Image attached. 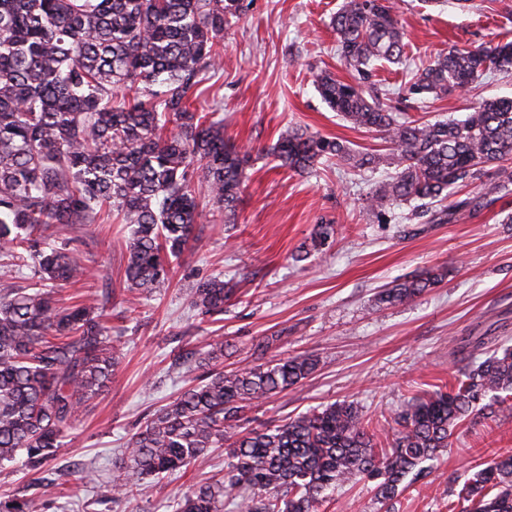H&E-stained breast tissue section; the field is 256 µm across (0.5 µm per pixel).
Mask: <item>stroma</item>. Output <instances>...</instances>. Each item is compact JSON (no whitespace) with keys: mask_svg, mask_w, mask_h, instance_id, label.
Listing matches in <instances>:
<instances>
[{"mask_svg":"<svg viewBox=\"0 0 512 512\" xmlns=\"http://www.w3.org/2000/svg\"><path fill=\"white\" fill-rule=\"evenodd\" d=\"M243 15L224 33L218 73L203 84L199 111L224 122V135L259 152L249 171L235 223L205 209L198 239L173 261L169 284L149 296L124 286L129 232L118 218L90 224L71 247L89 268L88 295L107 301L117 317L111 336L120 364L109 387L81 412L56 460L42 472L22 462L0 469V500L29 493L34 481H61L45 512H172L174 494L199 481L197 473L141 481L133 497L101 501L92 485L62 482L74 465L111 474L146 413L183 387L182 356L224 340V368L250 362L261 337L277 342V361L315 354L318 369L287 393L253 403L250 427L333 402H355L369 433L386 445L408 400L451 385L470 360L499 345L512 347V191L454 224H423L408 206L385 219L365 207L390 166L356 170L324 163L298 174L263 154L287 126L340 138L356 152L388 153L378 133L354 128L333 111L309 80L326 69L350 82L354 74L336 52L331 21L343 0H246ZM407 33L403 63H377L371 89L398 116L459 119L479 99L512 97V74L490 75L470 92L420 101L406 88L417 67L450 47L512 40V0H395ZM332 221L335 241L303 261L294 255L320 220ZM444 266L445 281L396 306L376 301L393 281ZM221 275L235 289L218 320L198 316L189 290ZM512 453V414L473 413L434 462L423 482L399 496L391 512H461L455 495L473 467ZM321 512H384L370 486L338 488Z\"/></svg>","mask_w":512,"mask_h":512,"instance_id":"35a3bbf8","label":"stroma"}]
</instances>
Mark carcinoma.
Segmentation results:
<instances>
[{
    "instance_id": "carcinoma-1",
    "label": "carcinoma",
    "mask_w": 512,
    "mask_h": 512,
    "mask_svg": "<svg viewBox=\"0 0 512 512\" xmlns=\"http://www.w3.org/2000/svg\"><path fill=\"white\" fill-rule=\"evenodd\" d=\"M245 9L244 0H0V249L36 278H0V467L20 457L28 471H42L119 363L105 304L54 297V289L86 276L62 232L120 216L130 228L126 288L151 293L171 279V259L198 239L201 199L235 215L253 155L224 138V121L191 105L215 71L224 28ZM333 26L341 60L359 83L322 70L312 83L353 126L383 135L396 167L366 207L381 218L413 202L416 218L451 224L492 205L512 185V167L504 165L512 157V98L483 99L463 120L401 121L361 86L376 63L404 58L392 0H344ZM493 71L512 72V42L453 47L417 70L407 92L438 97L473 88ZM267 154L296 172L323 160H381L297 127L281 131ZM495 163L498 179L487 183L486 167ZM472 185L479 195L428 208ZM333 234L334 225L320 222L305 255ZM445 277L438 267L396 280L377 301L402 304ZM233 294L215 276L191 289L190 306L215 317ZM277 340L264 337L255 362L229 372L217 368L224 341L209 343L199 361L206 375L145 417L112 479L84 466L70 475L94 484L102 499H128L143 479L204 470L213 450L225 447L224 475L174 497L173 512H224V500L242 489L249 492L238 503L243 512H318L324 491L361 482L375 484L376 500L389 510L476 409L512 410L506 346L464 368L455 388L409 400L386 448L376 447L361 410L347 401L250 429L251 403L299 384L320 364L309 354L260 362ZM58 488L40 485L0 503V512H42ZM457 497L466 503L461 512H512V455L471 473Z\"/></svg>"
}]
</instances>
